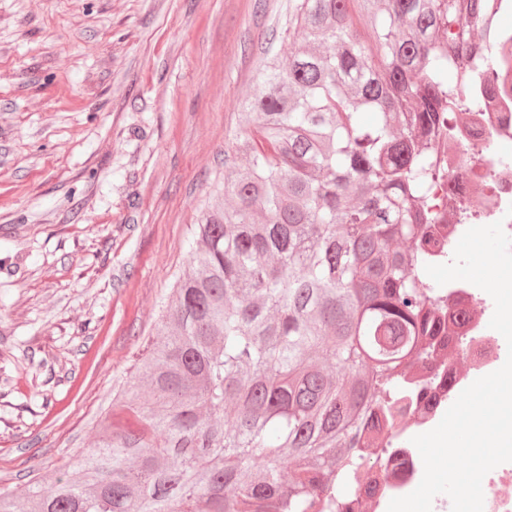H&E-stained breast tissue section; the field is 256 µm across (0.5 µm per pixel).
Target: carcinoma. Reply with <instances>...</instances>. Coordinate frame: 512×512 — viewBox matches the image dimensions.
Instances as JSON below:
<instances>
[{"mask_svg": "<svg viewBox=\"0 0 512 512\" xmlns=\"http://www.w3.org/2000/svg\"><path fill=\"white\" fill-rule=\"evenodd\" d=\"M292 0L288 58L241 102L223 201L203 211L163 333L78 469L0 512H351L449 381L460 313L432 197L477 76L498 86L481 0ZM294 461L290 477L283 464Z\"/></svg>", "mask_w": 512, "mask_h": 512, "instance_id": "carcinoma-1", "label": "carcinoma"}]
</instances>
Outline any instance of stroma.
Masks as SVG:
<instances>
[{
	"mask_svg": "<svg viewBox=\"0 0 512 512\" xmlns=\"http://www.w3.org/2000/svg\"><path fill=\"white\" fill-rule=\"evenodd\" d=\"M288 0H0V490L70 472L162 327Z\"/></svg>",
	"mask_w": 512,
	"mask_h": 512,
	"instance_id": "obj_1",
	"label": "stroma"
}]
</instances>
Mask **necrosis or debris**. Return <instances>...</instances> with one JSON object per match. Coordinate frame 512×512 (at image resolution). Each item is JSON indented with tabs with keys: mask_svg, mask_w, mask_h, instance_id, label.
I'll return each instance as SVG.
<instances>
[{
	"mask_svg": "<svg viewBox=\"0 0 512 512\" xmlns=\"http://www.w3.org/2000/svg\"><path fill=\"white\" fill-rule=\"evenodd\" d=\"M483 104L459 128L450 143L446 164L448 181L438 187V197L447 199L443 223L434 225L435 236L447 239L456 248L469 227L501 223L512 236V99L498 89L474 87ZM469 211L471 221H461L462 211ZM448 295L456 310L465 312L466 323L453 339L455 355L468 364L466 371L449 368L450 385L437 387L435 402L450 407L473 380L500 367L507 348L499 332L489 322L494 301L489 294L466 281L448 284ZM387 487L375 499L380 512H386L391 499L408 495L419 484L424 466L418 449L397 448L385 459Z\"/></svg>",
	"mask_w": 512,
	"mask_h": 512,
	"instance_id": "necrosis-or-debris-1",
	"label": "necrosis or debris"
}]
</instances>
